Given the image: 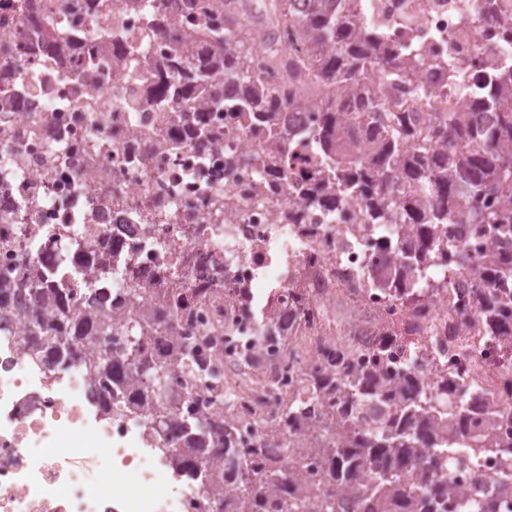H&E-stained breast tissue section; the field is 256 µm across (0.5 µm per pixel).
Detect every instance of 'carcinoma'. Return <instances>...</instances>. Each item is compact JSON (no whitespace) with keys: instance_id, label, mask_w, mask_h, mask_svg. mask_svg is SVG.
<instances>
[{"instance_id":"obj_1","label":"carcinoma","mask_w":512,"mask_h":512,"mask_svg":"<svg viewBox=\"0 0 512 512\" xmlns=\"http://www.w3.org/2000/svg\"><path fill=\"white\" fill-rule=\"evenodd\" d=\"M348 0H275L264 27L238 18L236 0H219L224 26L188 0H162L164 15L150 13L157 34L188 50L168 59L171 80L160 92L185 106L187 129L209 140L201 113L224 105L227 85L217 75L238 82L235 109L265 126L266 148L245 155L242 163L270 178L293 183L310 207L336 209L357 203L364 223L394 226L399 235L381 240L388 266L371 280L414 312L424 309L443 288L436 272L468 269L475 305L461 323L489 336H512V69L503 68L472 111L438 113L427 125L420 110L437 94L427 88L412 102L387 99L373 80L412 85L431 67L424 57L404 55L380 35L352 21ZM491 22L512 31V10L489 0ZM196 9L199 29L211 39H187L181 27L186 10ZM49 35L32 29L23 50L31 55L58 50ZM264 50L272 65L292 73L289 81L270 86L254 70L252 54ZM490 59L480 56L472 71L448 67L450 81L461 87L485 79ZM72 80L95 86V66L88 60ZM304 95L319 97V120L313 133L315 168L300 172L294 142L276 122ZM282 162L266 169L265 154ZM457 227L448 241V225ZM35 315L25 332L45 338L57 362H78L93 378L117 387L137 383L152 391L154 412L166 419L174 442L187 447L175 466L205 475L214 512H491L483 492L491 481L472 475L474 495L463 497L448 457L466 458L504 447L497 425L511 416L486 404L477 391L457 398L467 383L448 381L417 369L388 372L377 365L352 366L343 360L330 372L305 378L304 395L289 399L277 415L288 443L275 448L265 439H244L235 421L219 418L223 394L212 388L193 412L180 416L170 390L168 367L145 354L142 336L155 331L158 315L140 307L126 338V349L91 350L86 345L91 313L70 307L61 288L31 286ZM178 360L201 370L195 345L185 339ZM208 449L224 462V479L200 467L195 453ZM320 460L316 478L306 481L304 459Z\"/></svg>"}]
</instances>
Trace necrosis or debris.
Masks as SVG:
<instances>
[{
    "mask_svg": "<svg viewBox=\"0 0 512 512\" xmlns=\"http://www.w3.org/2000/svg\"><path fill=\"white\" fill-rule=\"evenodd\" d=\"M483 5L358 0L362 25L435 61L424 83L441 97L425 123L446 105L466 106L438 61L464 71L486 47L512 64V35L491 29L477 42L467 31ZM105 16L114 37L101 30ZM33 27L62 39L64 51L22 54ZM176 51L149 24L144 0H99L91 13L75 0H0V62L16 63L19 87L0 95V285L51 284L76 308L98 300L118 326L129 292L139 291L165 320L151 353L170 359L186 393L182 412L193 410L191 394H210L171 360L189 335L248 439L282 437L275 412L298 376L330 369L341 351L395 372L427 350L437 373L512 401L501 390L512 336L453 322L470 301L468 271L440 272L446 289L420 331H409L410 311L368 283L386 256L356 203L312 210L241 165L266 133L239 114L206 112L210 142L186 135L180 113L155 94ZM87 57L103 69L92 89L67 79ZM339 298L374 314L368 335L330 320L326 309ZM29 312L0 309V512H212L198 479L161 454L146 392L128 386L139 408L121 411L82 367L45 356L42 340L24 332ZM102 442L108 484L96 474Z\"/></svg>",
    "mask_w": 512,
    "mask_h": 512,
    "instance_id": "1",
    "label": "necrosis or debris"
}]
</instances>
